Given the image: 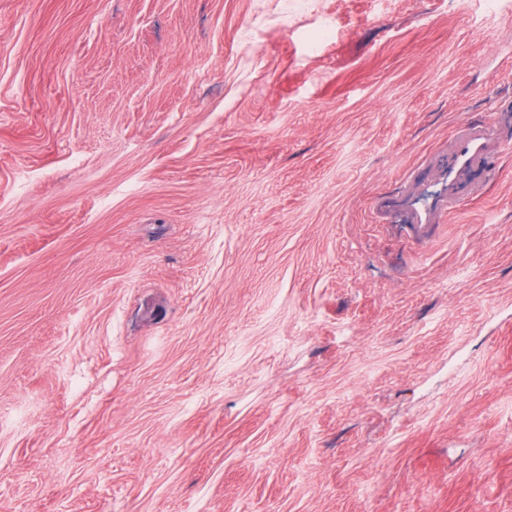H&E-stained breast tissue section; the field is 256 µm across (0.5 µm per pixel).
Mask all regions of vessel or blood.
Here are the masks:
<instances>
[{
  "mask_svg": "<svg viewBox=\"0 0 512 512\" xmlns=\"http://www.w3.org/2000/svg\"><path fill=\"white\" fill-rule=\"evenodd\" d=\"M491 121H461L448 135V189L447 208L456 211L461 204L459 186L476 168L486 165L490 158L507 150Z\"/></svg>",
  "mask_w": 512,
  "mask_h": 512,
  "instance_id": "vessel-or-blood-1",
  "label": "vessel or blood"
}]
</instances>
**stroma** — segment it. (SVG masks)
Returning <instances> with one entry per match:
<instances>
[{"label": "stroma", "instance_id": "stroma-1", "mask_svg": "<svg viewBox=\"0 0 512 512\" xmlns=\"http://www.w3.org/2000/svg\"><path fill=\"white\" fill-rule=\"evenodd\" d=\"M512 0H0V512H512ZM510 149V144L501 140L490 120L473 122L461 121L453 126L448 135V216L460 204L459 186L473 170L485 166L493 156Z\"/></svg>", "mask_w": 512, "mask_h": 512}]
</instances>
